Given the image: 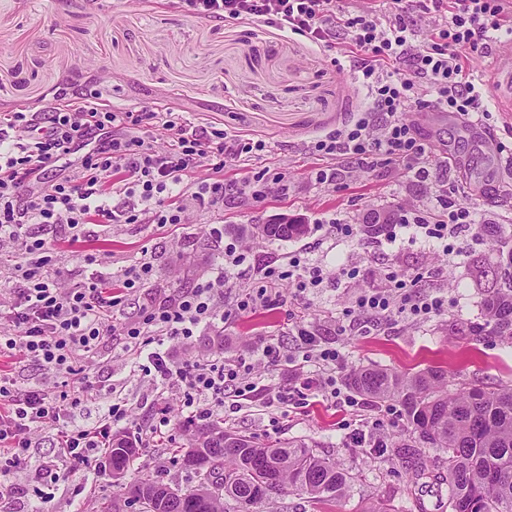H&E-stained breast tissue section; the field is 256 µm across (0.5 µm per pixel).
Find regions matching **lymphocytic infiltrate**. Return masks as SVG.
Wrapping results in <instances>:
<instances>
[{
  "label": "lymphocytic infiltrate",
  "mask_w": 512,
  "mask_h": 512,
  "mask_svg": "<svg viewBox=\"0 0 512 512\" xmlns=\"http://www.w3.org/2000/svg\"><path fill=\"white\" fill-rule=\"evenodd\" d=\"M393 13L377 8L355 16L336 9V0H180L182 8L202 20H259L283 32L305 36L312 43L339 48L357 61L365 79L368 107L355 121L310 142L309 147L332 164L318 179L334 183L340 163L358 166L385 158L429 178L426 147L414 126L402 119L409 101L430 96L439 111L469 120L489 117L479 86L466 71L469 57L494 40L502 18L512 14V0H417L410 12L403 0H391ZM434 21V38L416 41L423 17ZM167 131L166 148L155 146L151 128ZM264 142L230 135L212 124H197L172 111H115L88 94H67L62 102L39 112H12L0 119V245H14L23 261L16 266L17 285L8 320L15 332L0 336V357L22 355L39 363L50 382L17 386L12 372L0 369L1 458L8 469H27L30 434L53 427L62 437L73 463L89 464L93 451L112 446V428L125 419L122 403L109 404L92 424H75L74 410L94 391L91 372L105 337L124 338V351L135 354L159 342L161 336L191 339L200 328L224 317V291L242 275L258 280L259 288L237 299L241 313L276 308V284L290 280L296 292L320 285L323 271L303 266L299 258L287 265L257 264L238 241H225L224 227L212 225L211 236L224 240V256L210 277L176 296L144 308L139 321L106 323L116 305L106 285L113 274L92 270L81 282L65 285L63 273L49 267L45 240L35 238L32 225H61L80 238L85 224L101 217L112 224H135L151 215L157 224L188 220L183 197L194 185L195 199L219 202L228 198L266 197L271 181L255 173L242 182L224 179L227 161L265 151ZM80 154L72 164V154ZM435 221L401 217L384 225L373 238L381 247L418 238L441 243L449 258L462 256L465 240H477L473 213L443 202ZM386 290H364L354 308L359 323L398 319L428 321L444 315L441 295L421 289L418 279L389 274ZM303 361L316 362L318 373H296L298 397L317 394L360 408V401L342 392L336 382L339 351L315 348L311 333ZM153 367L162 381L183 395L190 417L209 419L224 409L227 399L252 398L258 386L247 360L225 362L210 354L170 363L154 354Z\"/></svg>",
  "instance_id": "obj_1"
}]
</instances>
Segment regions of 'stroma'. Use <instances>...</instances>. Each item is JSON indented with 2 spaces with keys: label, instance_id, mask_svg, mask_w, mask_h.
Here are the masks:
<instances>
[{
  "label": "stroma",
  "instance_id": "stroma-1",
  "mask_svg": "<svg viewBox=\"0 0 512 512\" xmlns=\"http://www.w3.org/2000/svg\"><path fill=\"white\" fill-rule=\"evenodd\" d=\"M335 49L318 47L297 34H284L255 20L207 22L182 11L177 0H0V115L36 112L53 102L60 89L95 93L116 111L144 107L184 113L193 122H213L229 133L265 141L260 155L228 163L227 179L242 181L262 169L284 176V191L262 201L228 199L214 206L191 201V221L171 224L86 225L72 240L64 228L33 225L36 237L51 242L52 266L62 268L69 282L84 280L86 255L104 269L120 271L137 264L142 251L152 253L154 274L135 289H114L118 300L112 313L118 322L137 320L144 306L174 296L208 276L223 252L209 234L220 224L261 260L287 255L323 267L344 268L340 281L325 280L299 296L282 282L281 304L240 316L232 306L252 285L240 281L225 290L223 323L197 333L190 342L169 339L165 350L172 361L190 355L223 351L233 362L250 359L259 341L279 347L281 360L261 368L270 388L288 386L300 363L304 343L297 333L305 325L318 343L341 351L337 385L347 388L350 373L373 366L396 369L447 368L455 384L497 387L512 383V341L471 335V323L482 321V291L473 277L472 258L494 267L498 248L489 240L469 244L461 263H450L440 250L419 242L387 254L328 221L359 224L371 213L395 211L425 218L451 199L457 207L475 211L480 223L496 224L512 236V183L496 175L491 157L481 147L492 139L512 155V126L493 116L483 128L461 121L431 104L409 102L403 116L418 123L431 150L426 157L434 178L424 181L404 167L386 162L352 169L336 184L316 182L317 169L329 159L308 151L317 137L351 121L363 102L347 61H336ZM301 218L307 233L288 241L251 237L250 225L279 217ZM408 276L427 273L434 290L448 298L446 314L427 322L378 324L357 334L348 330L347 309L361 289L378 287L386 271ZM122 339L108 338L100 347L94 380L100 393L75 409L77 422L94 421L107 400L109 387L121 390L127 416L119 433L136 438L148 428L162 403H169L174 430L140 449L124 483L115 482L108 459L95 455L89 467H78L62 447L55 429L38 432L29 450L30 469L0 476V512H97L100 502L123 497L127 484L160 479L188 489L196 476L164 451L165 444L187 447L196 427L180 408L170 387L140 368L139 358L121 350ZM376 405L361 410L319 396L300 402L267 406L257 395L239 406L225 408V428L265 442L303 439L320 454L353 473L355 481L341 504H316L304 495H284L256 505L255 512H368L377 502L395 512H449L448 487L415 479L412 458L432 469L442 467L443 453L415 442L402 414L388 429L373 430ZM362 430V446L350 443ZM411 444L413 457L397 455L395 446ZM50 464L52 478L38 480L35 469Z\"/></svg>",
  "mask_w": 512,
  "mask_h": 512
}]
</instances>
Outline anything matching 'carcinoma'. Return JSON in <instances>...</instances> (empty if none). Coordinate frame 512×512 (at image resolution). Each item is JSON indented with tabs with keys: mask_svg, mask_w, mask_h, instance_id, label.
<instances>
[{
	"mask_svg": "<svg viewBox=\"0 0 512 512\" xmlns=\"http://www.w3.org/2000/svg\"><path fill=\"white\" fill-rule=\"evenodd\" d=\"M479 231L501 249V261L485 289L483 323L471 329L476 336L512 340V245L494 224H481ZM305 232L304 224H254L250 235L286 241ZM349 385L377 405L398 404L419 441L443 452L451 512H512V384L453 389L446 370L376 367L354 371ZM112 444L109 463L127 470L136 448L120 434ZM197 448L204 464L194 469L197 485L183 498L162 501L171 485L161 480L129 485L141 512H253L254 505L287 492L339 503L353 482L336 461L302 440L263 445L218 421L196 428L188 447L177 449L180 461Z\"/></svg>",
	"mask_w": 512,
	"mask_h": 512,
	"instance_id": "carcinoma-1",
	"label": "carcinoma"
}]
</instances>
